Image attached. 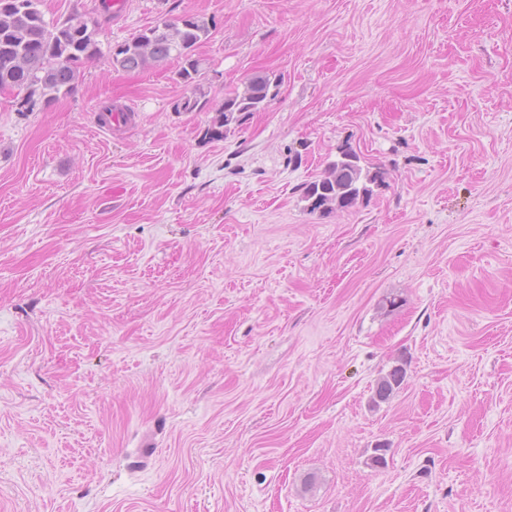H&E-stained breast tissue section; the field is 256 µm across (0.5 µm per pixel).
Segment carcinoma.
<instances>
[{
	"label": "carcinoma",
	"instance_id": "carcinoma-1",
	"mask_svg": "<svg viewBox=\"0 0 512 512\" xmlns=\"http://www.w3.org/2000/svg\"><path fill=\"white\" fill-rule=\"evenodd\" d=\"M40 5L41 0H0V89H18L33 107L73 94L81 68L102 55L96 30L88 29L77 16L48 21ZM211 28L213 23L195 15L164 19L120 43L119 51L111 54L112 66L132 72L172 57L178 59V79L193 86L197 95L185 99L175 110L194 112L205 96L195 50L210 37ZM278 86V80L258 75L243 91L224 95L206 135L213 140L224 138L227 128L240 123L245 115L264 110L277 96ZM379 176L380 172L364 167L359 154L347 148L328 163L319 178L304 186L303 199L311 213L349 209L371 192L370 184ZM401 379L399 370L390 372L378 383L377 397L387 398Z\"/></svg>",
	"mask_w": 512,
	"mask_h": 512
}]
</instances>
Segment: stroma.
Returning <instances> with one entry per match:
<instances>
[{
	"label": "stroma",
	"mask_w": 512,
	"mask_h": 512,
	"mask_svg": "<svg viewBox=\"0 0 512 512\" xmlns=\"http://www.w3.org/2000/svg\"><path fill=\"white\" fill-rule=\"evenodd\" d=\"M42 10L103 54L0 93V512H512V0ZM184 13L215 22L197 112L177 61L108 57ZM347 147L381 184L309 212ZM279 80L267 75L252 78L242 92L234 91L224 96V103L215 110V115L206 130L209 139L221 140L227 128L239 124L246 114L260 112L274 99L278 92Z\"/></svg>",
	"instance_id": "stroma-1"
}]
</instances>
